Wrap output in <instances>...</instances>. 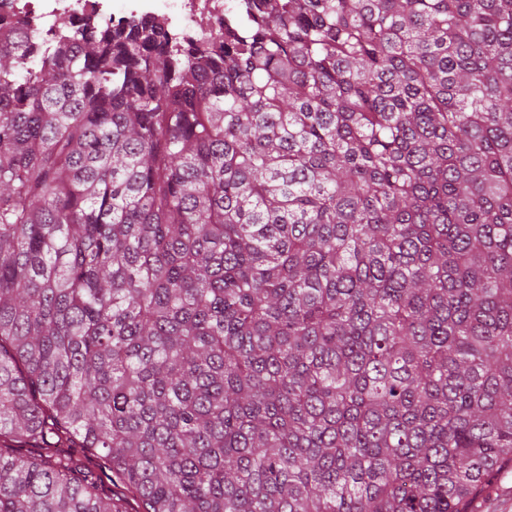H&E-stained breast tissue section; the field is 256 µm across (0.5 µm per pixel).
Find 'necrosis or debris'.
Instances as JSON below:
<instances>
[{"mask_svg": "<svg viewBox=\"0 0 512 512\" xmlns=\"http://www.w3.org/2000/svg\"><path fill=\"white\" fill-rule=\"evenodd\" d=\"M237 10L232 0H0V13L26 17L32 36L54 29L62 20L76 27L148 20L171 37L205 40Z\"/></svg>", "mask_w": 512, "mask_h": 512, "instance_id": "1", "label": "necrosis or debris"}]
</instances>
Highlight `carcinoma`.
<instances>
[{
	"instance_id": "1",
	"label": "carcinoma",
	"mask_w": 512,
	"mask_h": 512,
	"mask_svg": "<svg viewBox=\"0 0 512 512\" xmlns=\"http://www.w3.org/2000/svg\"><path fill=\"white\" fill-rule=\"evenodd\" d=\"M0 15V444L144 512H468L512 464V0ZM0 512H125L0 447ZM121 1V3H114ZM231 2H235L231 4ZM238 0H2L0 13L14 12L29 20L35 36L55 30L65 20L74 27L150 21L173 38L207 40L235 14ZM75 455L80 460L83 469L78 472L79 475L91 474L97 478L98 490L103 497L120 499L129 512L142 511L141 503L130 497L123 487L120 480L112 474L108 462L104 464L105 459L83 453L81 448H74Z\"/></svg>"
}]
</instances>
